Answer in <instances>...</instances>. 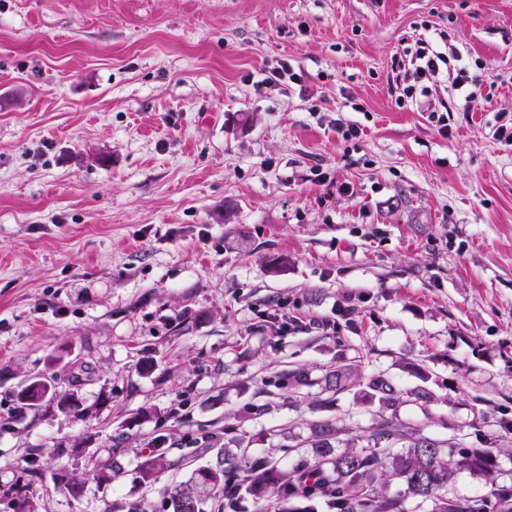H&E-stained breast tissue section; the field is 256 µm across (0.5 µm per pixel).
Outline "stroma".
<instances>
[{
	"label": "stroma",
	"mask_w": 512,
	"mask_h": 512,
	"mask_svg": "<svg viewBox=\"0 0 512 512\" xmlns=\"http://www.w3.org/2000/svg\"><path fill=\"white\" fill-rule=\"evenodd\" d=\"M425 38L490 68L469 103L428 80L444 135L396 104ZM510 124L512 0H0V487L34 463L44 512H169L218 448L308 457L320 422L512 442ZM83 368L84 419L12 421L28 377ZM374 377L433 400L385 409ZM160 432L176 464L140 482ZM115 445L111 482L53 480ZM360 373L356 365L337 367L335 370L327 372L320 383H324L325 390L338 393L351 387L359 381Z\"/></svg>",
	"instance_id": "stroma-1"
}]
</instances>
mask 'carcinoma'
<instances>
[{
  "label": "carcinoma",
  "mask_w": 512,
  "mask_h": 512,
  "mask_svg": "<svg viewBox=\"0 0 512 512\" xmlns=\"http://www.w3.org/2000/svg\"><path fill=\"white\" fill-rule=\"evenodd\" d=\"M357 366L350 364L327 372L321 382L328 391L338 393L359 381ZM29 394H14L11 419L19 420L31 410L53 405L62 414L79 419L85 408L75 388L60 390L57 375L48 384L30 381ZM368 387L380 395L384 405L395 411L414 401L428 403L430 392L420 388L397 392L386 381L375 378ZM342 430L328 423L311 428L309 442L316 449L311 459L301 457L289 464L252 460L246 454L220 451L215 463L196 468L189 480L165 492L171 512H235L243 495L249 496L255 512H307L296 503L320 499L333 512H405L403 503L418 498L431 503L430 512H512V489L498 486V455L511 454L512 448H450L423 435L411 438L409 446L393 451L390 442L399 437L395 423L383 418L376 423L368 443L358 444L349 438L337 448L331 440ZM172 446L164 433L157 434L148 451L141 456L137 469L142 482L155 480L175 465ZM118 448L110 449L107 467H85L80 472L66 473L74 495L81 494L85 484L94 480L101 484L121 470ZM457 469L481 476L489 485L486 493L457 497L448 493V481ZM36 470L28 471V479H16L7 489L13 512H38L31 491Z\"/></svg>",
  "instance_id": "obj_1"
}]
</instances>
